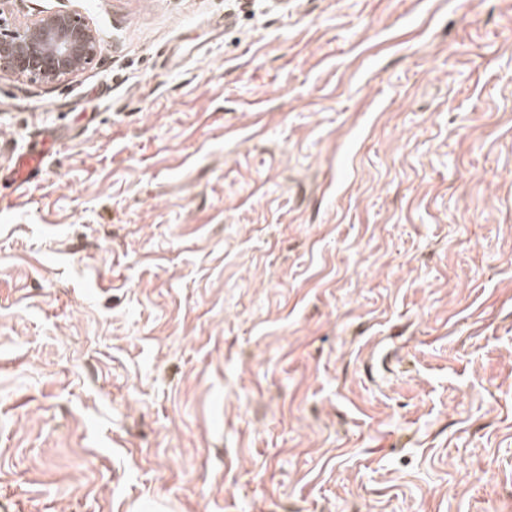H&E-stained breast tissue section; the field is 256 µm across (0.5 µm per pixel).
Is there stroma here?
I'll list each match as a JSON object with an SVG mask.
<instances>
[{"mask_svg":"<svg viewBox=\"0 0 512 512\" xmlns=\"http://www.w3.org/2000/svg\"><path fill=\"white\" fill-rule=\"evenodd\" d=\"M59 8L93 61L0 77V512H512V0H0ZM42 153L32 152L18 158L12 171V183L17 186L28 185L40 171Z\"/></svg>","mask_w":512,"mask_h":512,"instance_id":"1","label":"stroma"}]
</instances>
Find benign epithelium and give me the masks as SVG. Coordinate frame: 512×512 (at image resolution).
<instances>
[{
  "label": "benign epithelium",
  "mask_w": 512,
  "mask_h": 512,
  "mask_svg": "<svg viewBox=\"0 0 512 512\" xmlns=\"http://www.w3.org/2000/svg\"><path fill=\"white\" fill-rule=\"evenodd\" d=\"M96 32L77 12H47L20 30H0V75L51 84L78 73L96 54Z\"/></svg>",
  "instance_id": "obj_1"
}]
</instances>
